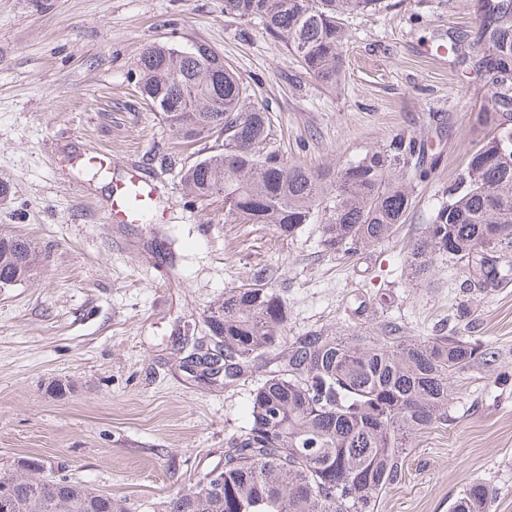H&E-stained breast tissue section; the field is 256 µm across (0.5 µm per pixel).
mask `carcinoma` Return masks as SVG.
I'll use <instances>...</instances> for the list:
<instances>
[{
    "instance_id": "1",
    "label": "carcinoma",
    "mask_w": 512,
    "mask_h": 512,
    "mask_svg": "<svg viewBox=\"0 0 512 512\" xmlns=\"http://www.w3.org/2000/svg\"><path fill=\"white\" fill-rule=\"evenodd\" d=\"M384 0H224V13L257 20L328 89L344 71L342 17L379 8ZM483 55L478 66L504 83L512 79V0H482ZM145 100L184 144L224 137L222 151L183 169L195 198H224L237 224H267L293 239L321 225L320 246L353 257L392 238L414 203V182L431 170L414 159L421 143L403 136L338 171L311 170L268 149L271 119L243 109L247 88L213 49L155 44L136 63ZM494 96L485 121L495 134L473 150L448 200L431 213L409 244L412 277L426 280L445 257L469 286L501 288L512 281V113ZM39 251L29 239L0 233V286L31 276ZM262 268L250 282L217 300L205 323L224 363H200L224 373L231 387L263 370L250 400V422L224 448V467L209 490L184 491L166 512H375L380 494L401 479L404 450L418 434L448 423L454 378L492 360L488 343L463 333L425 339L404 336L394 322L373 335L365 326L342 333L289 337L288 304ZM10 512H128L115 499L67 476L24 475L0 466V493ZM491 494L466 486L450 512H487Z\"/></svg>"
}]
</instances>
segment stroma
<instances>
[{
    "mask_svg": "<svg viewBox=\"0 0 512 512\" xmlns=\"http://www.w3.org/2000/svg\"><path fill=\"white\" fill-rule=\"evenodd\" d=\"M481 0H388L344 20V77L319 84L258 21L225 14L224 0H0V232L36 243L29 280L0 288V465L21 458L164 512L178 490L224 464L248 425L257 374L232 387L192 373L174 343L224 292L278 269L286 333L379 330L447 336L468 307L495 353L456 377L448 423L415 438L402 476L377 512H448L472 481L494 492L489 512H512V284L470 291L435 263L428 284L407 276L418 237L471 150L490 135L479 114L493 86L481 56ZM156 43L204 44L269 113L270 145L288 161L335 170L398 135L440 162L417 184L398 233L348 258L323 252L320 228L294 239L237 224L224 200L188 195L184 165L214 141L183 148L143 100L136 62ZM438 44L446 53H435ZM107 158V177L71 161ZM135 169L156 184L165 213L111 224L115 183Z\"/></svg>",
    "mask_w": 512,
    "mask_h": 512,
    "instance_id": "1",
    "label": "stroma"
}]
</instances>
